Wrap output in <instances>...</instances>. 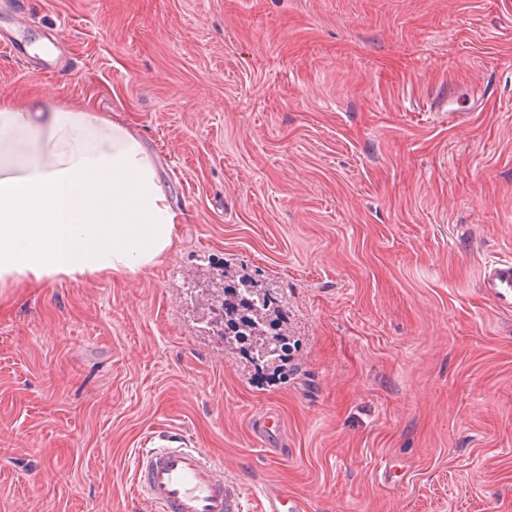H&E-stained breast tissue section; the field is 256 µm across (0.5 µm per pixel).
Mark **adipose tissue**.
<instances>
[{
    "label": "adipose tissue",
    "mask_w": 512,
    "mask_h": 512,
    "mask_svg": "<svg viewBox=\"0 0 512 512\" xmlns=\"http://www.w3.org/2000/svg\"><path fill=\"white\" fill-rule=\"evenodd\" d=\"M181 220L122 121L0 100V286L137 274L172 252Z\"/></svg>",
    "instance_id": "obj_1"
}]
</instances>
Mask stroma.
I'll list each match as a JSON object with an SVG mask.
<instances>
[{"label": "stroma", "instance_id": "1", "mask_svg": "<svg viewBox=\"0 0 512 512\" xmlns=\"http://www.w3.org/2000/svg\"><path fill=\"white\" fill-rule=\"evenodd\" d=\"M0 33V96L120 119L183 215L136 275L0 287V512H154L152 434L250 508L512 512V314L479 288L512 258V0H0ZM228 262L286 299L284 369L208 332ZM261 512H305L306 505L299 497L277 486H266L261 491Z\"/></svg>", "mask_w": 512, "mask_h": 512}]
</instances>
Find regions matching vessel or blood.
Instances as JSON below:
<instances>
[{"instance_id": "b4317fda", "label": "vessel or blood", "mask_w": 512, "mask_h": 512, "mask_svg": "<svg viewBox=\"0 0 512 512\" xmlns=\"http://www.w3.org/2000/svg\"><path fill=\"white\" fill-rule=\"evenodd\" d=\"M479 288L500 312H512V260L485 261ZM132 487L158 512H244L240 484L212 459L172 437L149 440L135 460ZM299 497L276 486L261 491L260 512H305Z\"/></svg>"}]
</instances>
